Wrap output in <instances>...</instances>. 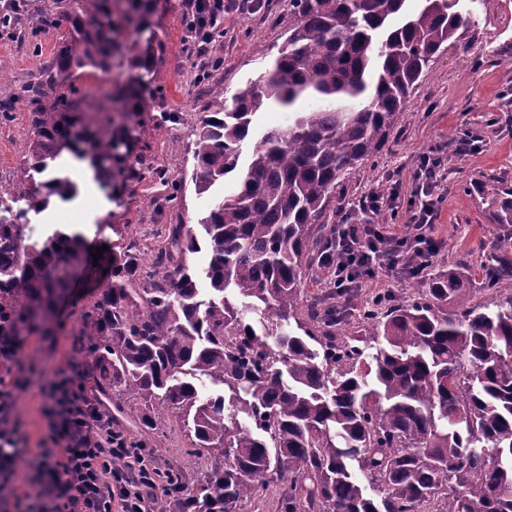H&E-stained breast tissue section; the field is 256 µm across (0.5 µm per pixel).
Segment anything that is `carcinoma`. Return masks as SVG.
<instances>
[{"label": "carcinoma", "instance_id": "cac0c4a2", "mask_svg": "<svg viewBox=\"0 0 512 512\" xmlns=\"http://www.w3.org/2000/svg\"><path fill=\"white\" fill-rule=\"evenodd\" d=\"M78 10H30L6 0L0 29L70 24L55 73L15 98L28 102L31 133L24 177L51 175L15 194L0 190V310L20 332L39 330L38 311L68 288L88 256L73 227L41 239L28 213L51 198L74 200L78 183L54 170L69 154L86 160L99 184L113 186L131 154L132 132L177 122L170 112L137 120L134 75L99 103L118 112L104 127L83 126L78 101L56 90L76 68L107 74L112 56L131 57L164 81L148 51L121 38L113 7L137 27L154 0H74ZM288 0L290 21L271 67L231 98L214 94L198 119L191 181L198 194L237 174V184L195 224H168L148 260L136 241L112 253L99 297L81 314L88 337L81 377L94 380L95 407L112 408V428L133 423L158 448L171 424L186 432L185 453L211 458L188 485L177 466L154 512L187 501L191 512H238L241 502L279 488L278 512H512V236L491 255L481 291L450 265L423 274L425 287L367 301L350 325L330 281L310 291L336 223V199L349 171L388 142L416 83L467 22L460 0ZM266 101L288 109L284 128L255 135ZM254 141L241 163L245 141ZM168 186L164 204L182 202L184 180L148 165L128 168ZM26 207L17 208L19 200ZM206 247L209 296L189 255ZM249 312L267 316L263 336ZM378 492L373 498L366 486Z\"/></svg>", "mask_w": 512, "mask_h": 512}]
</instances>
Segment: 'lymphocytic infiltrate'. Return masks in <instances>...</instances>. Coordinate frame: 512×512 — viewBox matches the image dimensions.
I'll use <instances>...</instances> for the list:
<instances>
[{
  "mask_svg": "<svg viewBox=\"0 0 512 512\" xmlns=\"http://www.w3.org/2000/svg\"><path fill=\"white\" fill-rule=\"evenodd\" d=\"M422 197L412 209L405 234L393 224L399 214V193H374L359 208L343 211L336 224V259L320 270L340 291L358 288L396 274L415 275L438 252L433 236L441 198L434 190L442 162L425 158L419 168ZM417 264H408L409 254ZM52 425L44 448L37 453L46 484L26 481L16 469L17 430L12 386L0 377V505L20 506L33 498L39 512H152L162 487L149 450L130 453L125 435L113 430L103 412L85 410L87 387L67 371H59L46 389ZM124 458L123 468L112 466Z\"/></svg>",
  "mask_w": 512,
  "mask_h": 512,
  "instance_id": "obj_1",
  "label": "lymphocytic infiltrate"
}]
</instances>
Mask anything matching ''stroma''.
<instances>
[{"mask_svg":"<svg viewBox=\"0 0 512 512\" xmlns=\"http://www.w3.org/2000/svg\"><path fill=\"white\" fill-rule=\"evenodd\" d=\"M263 2L224 0V34L202 56L193 51L185 26L192 0H159L150 28L128 30V38L149 50L154 66L166 76L164 94L145 92L140 111L148 119L166 112L182 115L179 123L167 124L137 141L131 152L134 159L162 166L176 176L190 172L189 146L195 123L212 101L205 86H222L228 96L245 89L267 70L283 42L288 0H273L270 11ZM465 7L469 22L419 80L388 144L372 161L350 171L336 191V202L347 208L373 192L395 186L405 203L419 195L420 183L414 175L421 157H442L445 170L439 192L443 202L434 221L440 250L435 264L467 263V285L477 288L490 253L512 231V226L494 220L496 206L482 193L487 183L512 188V0H467ZM67 34L63 26L23 42L1 35L0 100L26 84L43 81L45 66ZM132 72L130 60L120 56L113 58L108 74L87 68L75 71L70 83L83 100L85 121L105 123V114L97 110L98 89L108 82H126ZM452 132L458 135L453 144L448 141ZM29 134V107L17 104L11 121L0 124V178L15 185L24 179L23 153ZM66 169L79 184L78 197L54 206L52 213L30 214L29 225L37 237L52 222L79 225L94 249L115 246L121 237L138 239L142 247L153 248L160 243L166 225L196 223L214 196L223 193L218 187L199 195L190 187L182 208L168 209L158 204L165 193L159 182L130 180L112 193L94 181L86 163L70 161ZM105 267L101 259L94 267L76 269L70 288L57 298L48 317V333L23 338L9 374L20 470H28L49 431L45 389L54 371L75 373L83 366L80 315L83 305L103 285ZM184 446L179 431L168 432L162 448L155 452L156 465L162 468L176 462L189 480L199 479L210 463L186 455Z\"/></svg>","mask_w":512,"mask_h":512,"instance_id":"1","label":"stroma"}]
</instances>
